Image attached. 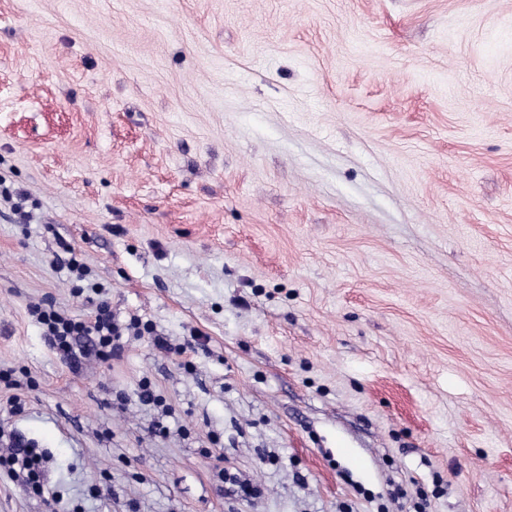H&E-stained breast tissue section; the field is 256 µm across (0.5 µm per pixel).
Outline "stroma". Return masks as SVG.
I'll list each match as a JSON object with an SVG mask.
<instances>
[{
    "mask_svg": "<svg viewBox=\"0 0 512 512\" xmlns=\"http://www.w3.org/2000/svg\"><path fill=\"white\" fill-rule=\"evenodd\" d=\"M1 367L68 512H512V0H0ZM43 327V335L53 349L68 354L80 337L94 336V350L101 361L112 359L118 351L120 333L112 323L108 303L102 300L96 310L85 319H79L51 305H36L30 310Z\"/></svg>",
    "mask_w": 512,
    "mask_h": 512,
    "instance_id": "35a3bbf8",
    "label": "stroma"
}]
</instances>
